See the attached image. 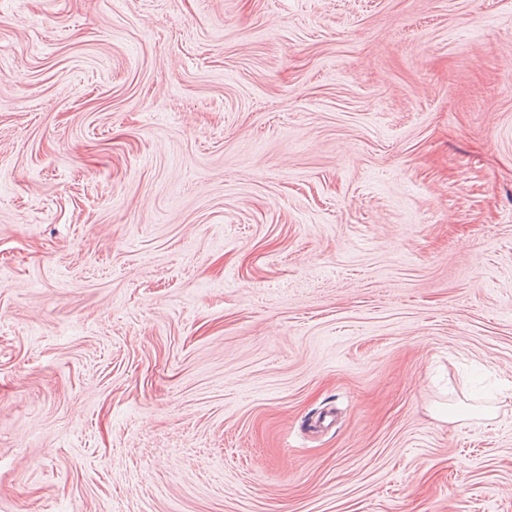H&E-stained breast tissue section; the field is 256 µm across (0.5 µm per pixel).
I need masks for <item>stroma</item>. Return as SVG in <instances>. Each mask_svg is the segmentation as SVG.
Returning <instances> with one entry per match:
<instances>
[{"instance_id": "stroma-1", "label": "stroma", "mask_w": 512, "mask_h": 512, "mask_svg": "<svg viewBox=\"0 0 512 512\" xmlns=\"http://www.w3.org/2000/svg\"><path fill=\"white\" fill-rule=\"evenodd\" d=\"M0 512H512V0H0Z\"/></svg>"}]
</instances>
